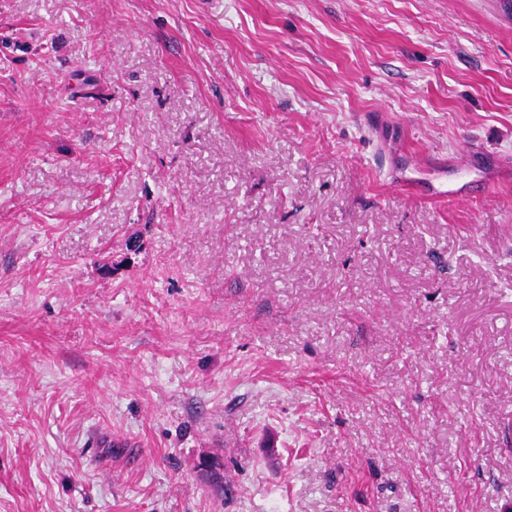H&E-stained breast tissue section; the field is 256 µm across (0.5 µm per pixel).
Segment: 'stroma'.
<instances>
[{"instance_id":"obj_1","label":"stroma","mask_w":512,"mask_h":512,"mask_svg":"<svg viewBox=\"0 0 512 512\" xmlns=\"http://www.w3.org/2000/svg\"><path fill=\"white\" fill-rule=\"evenodd\" d=\"M0 512H512V7L0 0Z\"/></svg>"}]
</instances>
